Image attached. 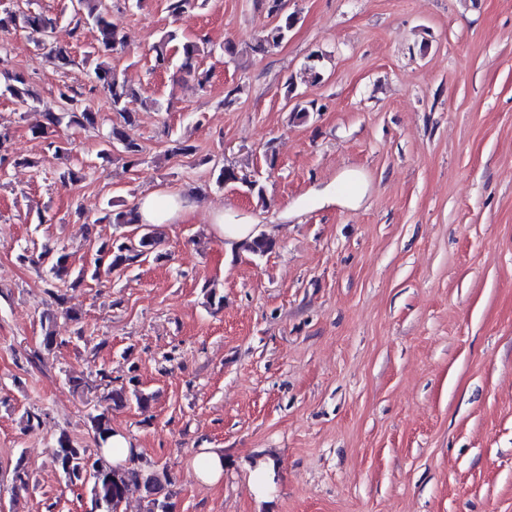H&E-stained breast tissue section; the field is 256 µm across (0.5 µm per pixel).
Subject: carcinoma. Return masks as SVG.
Listing matches in <instances>:
<instances>
[{"mask_svg": "<svg viewBox=\"0 0 512 512\" xmlns=\"http://www.w3.org/2000/svg\"><path fill=\"white\" fill-rule=\"evenodd\" d=\"M197 6L198 0H166L167 13L175 22L182 20ZM61 14L72 18L76 32L86 25L95 30L96 44L93 49L114 51L124 46L125 38L113 28L105 0H79V9L76 11L67 2ZM268 14L275 18V23L262 36L261 42L275 47L288 40L297 23V15L286 11L284 0H268ZM57 21L58 18L34 9L33 0H26L24 8L0 10V32L18 29L27 32L36 46L47 50V57L53 60L56 67L64 69L73 63V59L67 47L52 40ZM153 49L154 67L166 68L176 62L178 69L194 76L200 87H205L209 82V71L197 65L198 57L205 52L200 42L172 30L153 45ZM3 80L4 86L0 93L9 95L17 110L27 111L34 95L24 74L7 72ZM95 92L103 93L112 111L121 118V124L112 126L111 131L103 137L98 158L108 160L111 153L116 151L127 166L132 168L140 165L144 148L131 133L137 125L138 113L128 108V104L137 96L136 90L128 86L116 69L102 61L96 63L93 69L89 93ZM57 98L60 112L48 113L46 125L32 130L33 137L47 139L52 135V130L63 123L79 127H93L97 124L99 113L85 103L84 93L63 83L57 88ZM160 245L161 238L152 224H138L136 233L131 237L99 242L92 247V268L80 270L70 287H78L88 277L97 280L103 273H125L151 257L159 259L162 257ZM241 247L256 257H262L275 247V241L261 234L242 243ZM37 264L45 267L51 278L60 281L68 276L71 268L65 247L49 243L42 246ZM99 382L107 390L104 397L107 406L90 417L94 448L81 447L63 433L51 449L54 467L70 485L81 489L86 486L90 488L92 512H120L122 503L133 491L139 492L146 502V512H173L172 492L168 489L171 480L166 469H160L154 462L138 455L132 457L128 466L116 468L101 456L103 448L108 446V440L112 437L110 410L122 408L131 400L146 409L152 396L137 389L133 378L126 385H112L111 377L103 369L99 371ZM11 481L12 494L29 490L30 476L19 463L13 469Z\"/></svg>", "mask_w": 512, "mask_h": 512, "instance_id": "1", "label": "carcinoma"}]
</instances>
